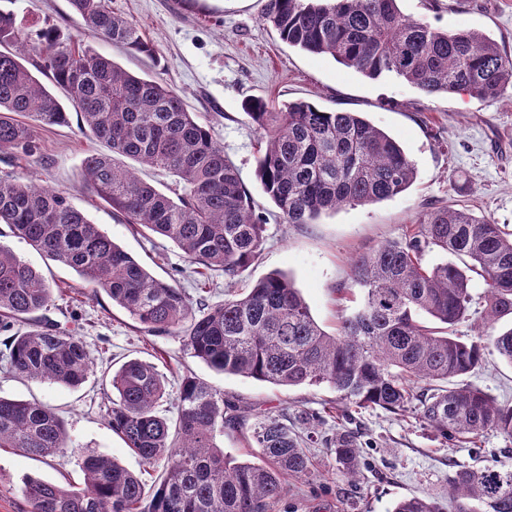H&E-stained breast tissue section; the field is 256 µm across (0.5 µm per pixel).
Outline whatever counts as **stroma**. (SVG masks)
I'll use <instances>...</instances> for the list:
<instances>
[{"mask_svg": "<svg viewBox=\"0 0 512 512\" xmlns=\"http://www.w3.org/2000/svg\"><path fill=\"white\" fill-rule=\"evenodd\" d=\"M264 4L265 0H111L113 11L154 44L159 58L155 64L98 38L68 0H16L14 8L31 28L57 25L127 72L141 76L157 71L182 96L188 110L212 126L267 220L265 245L235 284L236 292L271 272H283L301 291L314 319L332 333L341 317L355 311L362 300V290L350 279L353 259L403 240L432 208L462 205L512 231V87L500 103L490 105L464 92L428 95L392 75L365 77L331 57L283 42L263 22ZM398 6L404 16L435 28L482 33L512 57V0H399ZM254 97L279 104L302 99L325 111L361 113L399 141L415 164L414 183L375 204L325 212L312 224L283 223L255 173L262 132L243 108ZM39 147L36 157L0 161V170L10 169L69 197L153 276L182 288L189 298L203 293L209 303L223 301L222 273L184 275L188 262L172 241L140 233L83 189V159L105 153L108 147L92 134L81 133L79 115L70 114L68 124L40 129ZM0 245L50 282L54 297L42 318L81 337L92 360L87 380L76 388L21 378L0 363V396L47 403L61 418L68 438L67 448L44 462L14 448L0 449V512H29L22 493L27 476L82 486L81 461L90 452L107 455L139 474L146 487L160 481L164 463L145 465L106 421L112 374L133 358L156 365L167 376L158 412L172 421L177 418V377L186 371L229 399L272 411L285 408L323 416V425L312 430L317 438L333 428L336 414L345 410L336 391L326 385L288 388L215 372L192 357L180 338L140 331L104 292L35 250L5 224L0 225ZM462 381L512 405V364L494 349H486L482 366ZM346 427L360 435L364 467L359 479L346 482L337 475L329 449L311 448L313 475L287 479L280 512H392L407 496H447L448 478L459 467L512 462V437L494 429L472 444L447 443L414 415L378 407L350 412Z\"/></svg>", "mask_w": 512, "mask_h": 512, "instance_id": "stroma-1", "label": "stroma"}]
</instances>
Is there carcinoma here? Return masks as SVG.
<instances>
[{"mask_svg":"<svg viewBox=\"0 0 512 512\" xmlns=\"http://www.w3.org/2000/svg\"><path fill=\"white\" fill-rule=\"evenodd\" d=\"M398 0H266L262 20L307 53L376 79L394 75L432 95L466 92L487 103L512 86V58L485 35L448 31L410 19ZM85 26L130 52L156 57L139 28L112 11L110 0H69ZM33 57L35 70L26 65ZM51 78L69 105L36 73ZM105 141L109 154L83 160L82 187L127 224L171 240L192 265L224 273L233 285L260 255L266 219L212 127L185 109L158 77L127 73L72 35L48 25L35 31L15 11L0 9V152L33 156L36 126L67 123V109ZM245 113L264 132L256 173L288 224H312L324 212L361 206L406 191L416 178L401 145L357 112H327L296 100L278 108L250 100ZM129 159L170 174L166 194L121 166ZM0 224L36 250L71 268L136 323L156 336H179L193 356L223 374L276 386L325 384L357 408L413 410L444 439L471 440L488 429L512 436V405L451 379L475 371L493 347L512 364V233L466 209L435 208L401 243L356 256L352 283L361 307L325 332L300 291L271 273L244 293L199 310L182 289L152 276L67 197L12 171H0ZM465 257L425 268V249ZM486 284L479 341L455 336L469 319V273ZM52 301V288L26 261L0 246V331L16 322L9 370L29 379L77 387L91 369L78 337L32 315ZM106 421L147 465L166 462L165 476L146 492L140 477L110 457L87 454L85 485L24 479L31 512H278L283 482L312 474L307 441L288 427V410H261L224 397L186 372L179 377L175 424L160 416L166 379L130 359L112 373ZM250 426L249 447L263 462L224 454V431ZM349 482L361 465V444L344 425L324 438ZM66 447L61 422L45 404L0 397V448L47 459ZM453 512H512V463L463 467L450 479ZM434 495L404 498L393 512H448Z\"/></svg>","mask_w":512,"mask_h":512,"instance_id":"obj_1","label":"carcinoma"}]
</instances>
